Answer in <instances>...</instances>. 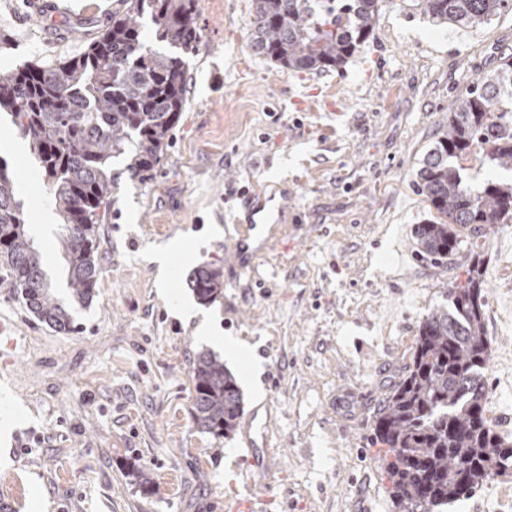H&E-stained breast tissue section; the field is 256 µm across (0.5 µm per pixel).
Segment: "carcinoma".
Listing matches in <instances>:
<instances>
[{
  "mask_svg": "<svg viewBox=\"0 0 512 512\" xmlns=\"http://www.w3.org/2000/svg\"><path fill=\"white\" fill-rule=\"evenodd\" d=\"M125 12L80 55L0 72V114L26 138L50 186L59 248L72 301L97 288L95 247L112 188L125 161L130 178L157 164L185 106V55L196 49L198 0H124ZM252 46L294 70L336 68L374 31L379 0H252ZM437 23L465 27L512 9V0H420ZM149 21L153 42L143 35ZM512 170V59L479 77L448 113V126L423 157L415 186L438 214L416 225L417 255L442 264L461 248L463 231L512 219V180L475 182L463 161ZM467 280L448 290V306L421 322L410 362L373 416L376 460L390 482L396 512H439L512 472V442L488 424L489 362L485 280L470 251ZM0 281L59 332L76 331L70 303L56 297L42 254L28 232L7 166L0 164ZM192 286L211 302L224 279L200 270ZM191 412L201 428L228 436L243 400L224 363L200 355L192 371Z\"/></svg>",
  "mask_w": 512,
  "mask_h": 512,
  "instance_id": "cac0c4a2",
  "label": "carcinoma"
}]
</instances>
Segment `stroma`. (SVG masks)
I'll return each mask as SVG.
<instances>
[{"mask_svg":"<svg viewBox=\"0 0 512 512\" xmlns=\"http://www.w3.org/2000/svg\"><path fill=\"white\" fill-rule=\"evenodd\" d=\"M123 0H0V70L80 54ZM252 0H199L185 110L144 180L122 174L95 252L97 294L76 332L31 314L0 282V512H392L372 416L409 361L418 326L466 278L467 251L421 261L432 217L419 162L479 75L512 55V11L474 27L434 22L418 0H379L372 37L337 69L290 70L251 46ZM29 232L68 298L59 219L30 145L0 119ZM287 195L266 251L234 258L240 191ZM490 368L512 351V234L486 225ZM186 259L161 272L169 243ZM216 269L224 294L190 279ZM245 345L231 357L200 336ZM214 354L243 412L228 438L191 417V370ZM261 370H254V363ZM192 286L202 302L214 301L224 292V279L213 270H200L194 276Z\"/></svg>","mask_w":512,"mask_h":512,"instance_id":"35a3bbf8","label":"stroma"}]
</instances>
